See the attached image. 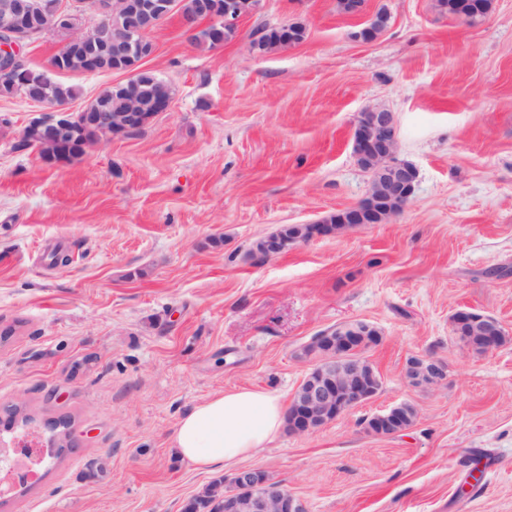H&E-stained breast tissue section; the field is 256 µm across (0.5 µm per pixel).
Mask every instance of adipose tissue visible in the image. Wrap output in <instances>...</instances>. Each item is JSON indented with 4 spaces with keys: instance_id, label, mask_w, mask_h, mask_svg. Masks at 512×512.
I'll return each mask as SVG.
<instances>
[{
    "instance_id": "obj_1",
    "label": "adipose tissue",
    "mask_w": 512,
    "mask_h": 512,
    "mask_svg": "<svg viewBox=\"0 0 512 512\" xmlns=\"http://www.w3.org/2000/svg\"><path fill=\"white\" fill-rule=\"evenodd\" d=\"M285 422L279 396L266 390L236 388L210 396L182 416L172 446L181 460L192 465L229 466L272 442Z\"/></svg>"
}]
</instances>
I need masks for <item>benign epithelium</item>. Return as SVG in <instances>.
Wrapping results in <instances>:
<instances>
[{
	"label": "benign epithelium",
	"mask_w": 512,
	"mask_h": 512,
	"mask_svg": "<svg viewBox=\"0 0 512 512\" xmlns=\"http://www.w3.org/2000/svg\"><path fill=\"white\" fill-rule=\"evenodd\" d=\"M259 0H224L218 10L201 2L200 11L207 26L216 31L238 29L252 15ZM172 14H182L181 0H62L46 6L44 0H0V78L6 85L23 89L28 101L47 107L33 119L23 134L50 129L57 140L68 139L82 121H93L98 139L128 138L135 135L158 113L167 111L172 103L170 84L156 80L142 82L141 74L147 56L143 45L162 22ZM125 19L121 37L112 41V52L124 59L117 71L126 75L124 81L107 87L98 94L104 100L112 88L124 92L126 110L96 112L86 106L78 112L66 105L52 104L46 96L25 91L31 79L23 48L43 35L53 32L63 37L60 49L66 56L87 44H101L104 28L115 17ZM91 17L93 23L83 24ZM387 27L385 15L376 12L366 27L351 34L358 40H370ZM397 123L394 113L385 107H369L359 113L353 133V153L357 164L374 172L377 181L370 184L366 196L356 205L331 217V222L317 224L321 231L309 237L285 239L276 249L266 253L273 257L290 247L356 224H385L411 202L418 177L416 168L397 158ZM454 338L475 353L497 350L505 340L502 324L493 316L473 308L460 309L451 318ZM378 330L365 321H351L325 329L300 349V357L312 367L293 394L288 417L291 432L309 434L345 416L369 402L382 384L379 374L365 353L379 344ZM404 377L414 386L439 387L448 380V364L432 354H414L407 358ZM414 409L407 403L393 406L363 420V430L372 436L390 437L407 431L414 418ZM224 512H306L303 501L280 481L265 471L246 468L237 471L231 486L224 488Z\"/></svg>",
	"instance_id": "1"
}]
</instances>
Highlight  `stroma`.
Listing matches in <instances>:
<instances>
[{
  "label": "stroma",
  "mask_w": 512,
  "mask_h": 512,
  "mask_svg": "<svg viewBox=\"0 0 512 512\" xmlns=\"http://www.w3.org/2000/svg\"><path fill=\"white\" fill-rule=\"evenodd\" d=\"M387 29L353 39L367 15ZM298 44L261 58L245 44L282 22ZM145 62L174 89L137 135L67 163L17 149L41 113L0 98V437L21 416L65 421L67 449L0 512H182L236 469L259 468L308 512H512V339L477 355L452 336L473 307L512 336V0L471 24L439 0H261L235 37L198 50L178 16ZM394 112L414 197L360 224L254 261L259 238L361 201L359 112ZM70 255L53 265L51 254ZM373 324L382 387L311 434L283 431L237 466L202 470L170 442L178 420L240 387L290 400L327 328ZM448 363L440 388L409 385V355ZM417 411L392 437L362 419ZM476 492L457 499L471 451Z\"/></svg>",
  "instance_id": "obj_1"
}]
</instances>
